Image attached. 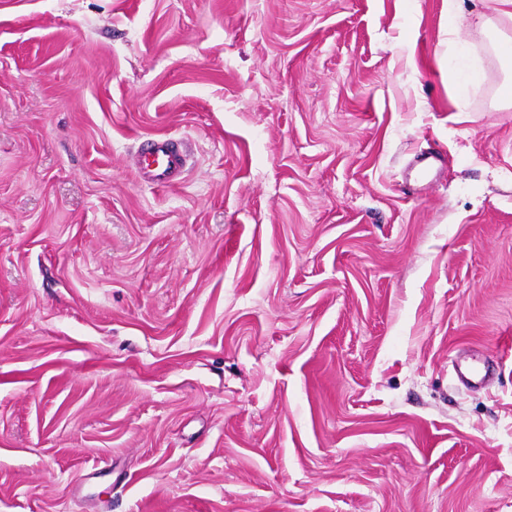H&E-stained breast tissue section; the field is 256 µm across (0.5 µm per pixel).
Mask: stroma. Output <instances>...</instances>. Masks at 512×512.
Instances as JSON below:
<instances>
[{
    "label": "stroma",
    "instance_id": "obj_1",
    "mask_svg": "<svg viewBox=\"0 0 512 512\" xmlns=\"http://www.w3.org/2000/svg\"><path fill=\"white\" fill-rule=\"evenodd\" d=\"M508 38L500 0H0V512H512ZM186 155L177 141L157 138L147 144L141 155L139 175L155 184H170L181 176Z\"/></svg>",
    "mask_w": 512,
    "mask_h": 512
}]
</instances>
